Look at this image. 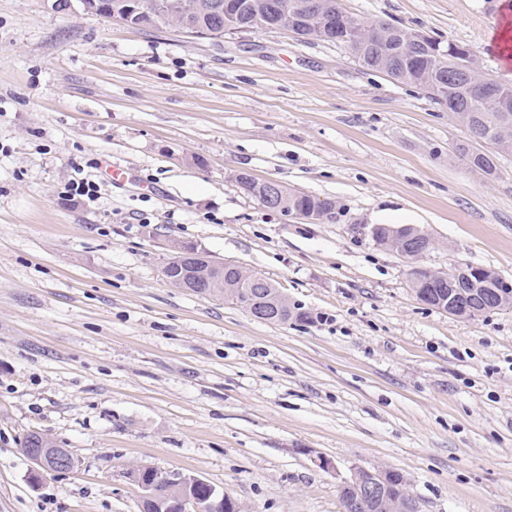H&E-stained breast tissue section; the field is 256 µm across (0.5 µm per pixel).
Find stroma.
I'll return each instance as SVG.
<instances>
[{"label": "stroma", "mask_w": 512, "mask_h": 512, "mask_svg": "<svg viewBox=\"0 0 512 512\" xmlns=\"http://www.w3.org/2000/svg\"><path fill=\"white\" fill-rule=\"evenodd\" d=\"M340 2L466 45L512 85L487 47L504 0ZM463 137L333 44L0 0V512H140L137 467L196 474L238 512H342L355 464L401 472L420 512H512V309L424 304L409 260L363 231L412 224L435 241L423 266L512 280V155L486 180ZM240 171L334 214L268 210ZM77 177L96 201L59 196ZM174 241L267 277L306 321L172 287ZM31 431L78 469L31 484Z\"/></svg>", "instance_id": "obj_1"}]
</instances>
